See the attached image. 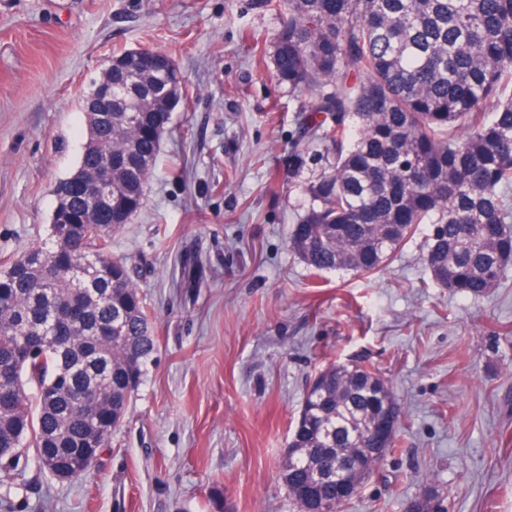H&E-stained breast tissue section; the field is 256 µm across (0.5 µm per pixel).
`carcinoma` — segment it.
I'll list each match as a JSON object with an SVG mask.
<instances>
[{
	"instance_id": "carcinoma-1",
	"label": "carcinoma",
	"mask_w": 512,
	"mask_h": 512,
	"mask_svg": "<svg viewBox=\"0 0 512 512\" xmlns=\"http://www.w3.org/2000/svg\"><path fill=\"white\" fill-rule=\"evenodd\" d=\"M258 64L311 95L296 117L302 166L324 146L328 167L309 182L289 247L314 275L382 269L426 225L431 280L480 299L512 267V0H288L272 49L254 38ZM112 60V90L129 103L83 147L92 176L112 150V186L127 208L112 223L87 219L77 193L67 237L51 235L0 263V466L49 461L77 477L94 437L89 417L117 428L156 350L133 269L112 257V233L137 212L174 107L148 94L176 72L128 74ZM77 305L42 330L52 305ZM112 327V335L99 331ZM403 412L388 381L367 366L331 362L298 411L279 478L298 512H341L336 486L317 504L295 496L317 473L336 471L338 448L373 447L369 429L386 403Z\"/></svg>"
}]
</instances>
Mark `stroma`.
I'll return each instance as SVG.
<instances>
[{"instance_id": "35a3bbf8", "label": "stroma", "mask_w": 512, "mask_h": 512, "mask_svg": "<svg viewBox=\"0 0 512 512\" xmlns=\"http://www.w3.org/2000/svg\"><path fill=\"white\" fill-rule=\"evenodd\" d=\"M258 0H0V260L48 241L56 184L87 139L82 100L112 56L166 53L187 97L141 209L112 237L157 351L85 475L0 473L11 512H297L278 479L309 384L370 366L405 411L396 446L344 512H512V270L485 299L434 284L417 245L379 273L313 277L290 250L303 186L289 155L304 96L253 58Z\"/></svg>"}]
</instances>
